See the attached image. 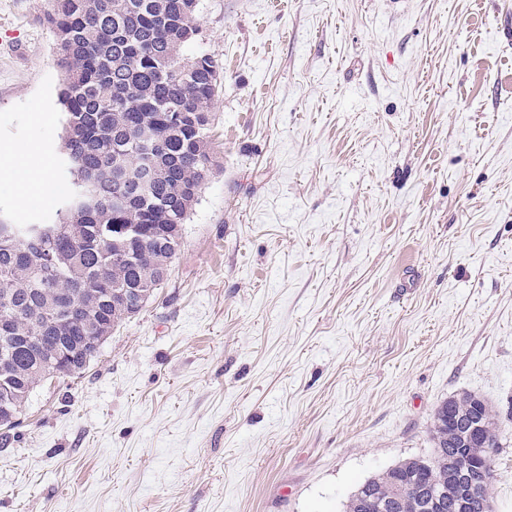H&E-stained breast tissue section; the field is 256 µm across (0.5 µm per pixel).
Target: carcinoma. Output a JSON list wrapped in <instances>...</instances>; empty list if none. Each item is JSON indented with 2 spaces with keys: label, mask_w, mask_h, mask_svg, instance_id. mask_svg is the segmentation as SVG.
I'll use <instances>...</instances> for the list:
<instances>
[{
  "label": "carcinoma",
  "mask_w": 512,
  "mask_h": 512,
  "mask_svg": "<svg viewBox=\"0 0 512 512\" xmlns=\"http://www.w3.org/2000/svg\"><path fill=\"white\" fill-rule=\"evenodd\" d=\"M197 0H55L67 109L62 154L73 187L54 224H0V436L21 423L44 381L81 375L112 331L166 280L183 224L214 166L209 126L218 71L186 49ZM79 317L70 319V308ZM479 425L472 446L459 423ZM497 412L462 392L436 409L428 456L358 486L345 512H448V455L475 462L462 478L490 500Z\"/></svg>",
  "instance_id": "1"
}]
</instances>
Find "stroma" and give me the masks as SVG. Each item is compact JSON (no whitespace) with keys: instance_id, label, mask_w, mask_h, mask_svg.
Here are the masks:
<instances>
[{"instance_id":"1","label":"stroma","mask_w":512,"mask_h":512,"mask_svg":"<svg viewBox=\"0 0 512 512\" xmlns=\"http://www.w3.org/2000/svg\"><path fill=\"white\" fill-rule=\"evenodd\" d=\"M53 0H0V152L47 165L0 222L56 219ZM215 165L155 296L0 446V512H344L499 412L512 512V0H198Z\"/></svg>"}]
</instances>
